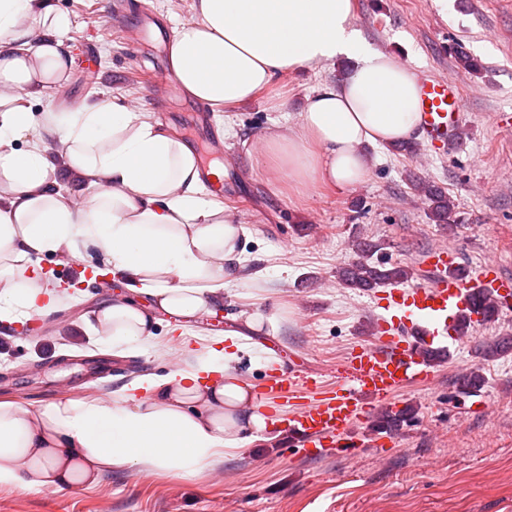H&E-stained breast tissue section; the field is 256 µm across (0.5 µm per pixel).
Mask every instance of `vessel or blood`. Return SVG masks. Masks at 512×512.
Masks as SVG:
<instances>
[{"mask_svg": "<svg viewBox=\"0 0 512 512\" xmlns=\"http://www.w3.org/2000/svg\"><path fill=\"white\" fill-rule=\"evenodd\" d=\"M421 130L431 148L449 151L461 142L466 104L452 78L420 77ZM421 265L423 280L395 282L383 290L371 341L348 349L325 384L300 367L270 376L268 391L307 392L309 403L290 406L280 426L297 455L354 456L364 439L361 426L402 390L433 383L434 366L462 343L464 326L477 322L480 301L492 300L512 314V276L494 263L460 270L457 251L431 246Z\"/></svg>", "mask_w": 512, "mask_h": 512, "instance_id": "obj_1", "label": "vessel or blood"}]
</instances>
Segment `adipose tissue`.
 Masks as SVG:
<instances>
[{
    "label": "adipose tissue",
    "instance_id": "obj_1",
    "mask_svg": "<svg viewBox=\"0 0 512 512\" xmlns=\"http://www.w3.org/2000/svg\"><path fill=\"white\" fill-rule=\"evenodd\" d=\"M71 26L41 0H0V320L52 313L57 298L38 260L81 246L125 289L96 313L94 330L117 353L143 354L158 314L182 323L223 304L225 287L241 279L247 230L210 199L195 151L149 113L105 101L38 117L12 106L68 80ZM167 51L183 94L214 112L253 101L277 74L355 60L343 80L307 96L299 132L267 141L271 171L297 191L357 186L372 167L368 147L420 130L418 79L367 46L352 0H197ZM24 137L29 148H14ZM58 157L86 194L82 207L58 186ZM246 351L235 343L193 369L141 376L140 399L65 397L37 408L0 399V488L61 491L112 471L204 474L269 426L236 372Z\"/></svg>",
    "mask_w": 512,
    "mask_h": 512
}]
</instances>
